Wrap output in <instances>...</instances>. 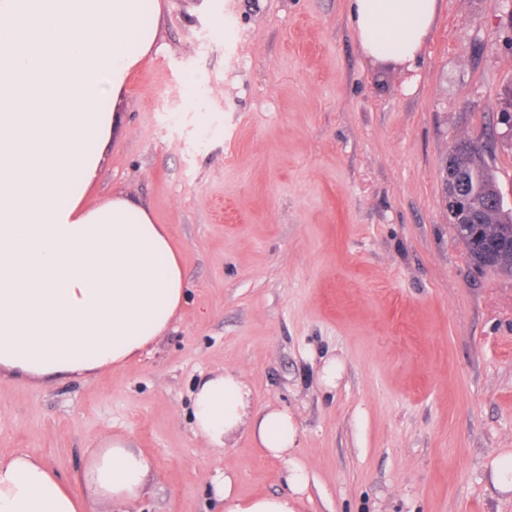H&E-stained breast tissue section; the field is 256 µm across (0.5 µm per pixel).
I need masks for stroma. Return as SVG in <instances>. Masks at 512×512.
<instances>
[{
    "label": "stroma",
    "instance_id": "1",
    "mask_svg": "<svg viewBox=\"0 0 512 512\" xmlns=\"http://www.w3.org/2000/svg\"><path fill=\"white\" fill-rule=\"evenodd\" d=\"M160 2L88 200L166 226L185 300L118 371L1 375L0 453L66 477L125 438L152 462L131 512H224L217 474L286 494L292 461L303 512H512L491 476L512 454V277L469 260L440 170L471 139L512 197V5L440 0L405 66L363 54L348 0ZM224 371L294 417L290 458L195 436L194 387Z\"/></svg>",
    "mask_w": 512,
    "mask_h": 512
}]
</instances>
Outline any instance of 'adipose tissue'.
Instances as JSON below:
<instances>
[{"label":"adipose tissue","mask_w":512,"mask_h":512,"mask_svg":"<svg viewBox=\"0 0 512 512\" xmlns=\"http://www.w3.org/2000/svg\"><path fill=\"white\" fill-rule=\"evenodd\" d=\"M438 0H349L363 53L413 61ZM160 0H0V374L35 382L116 371L161 336L185 296L164 225L121 196H86L119 125L131 72L152 49ZM231 372L201 376L195 435L224 447L241 427L277 458L298 426L285 410L249 412ZM150 459L105 436L83 470L63 478L37 456H0V512H92L132 506ZM290 493L241 499L215 482L224 512H301L308 479L288 469Z\"/></svg>","instance_id":"obj_1"}]
</instances>
